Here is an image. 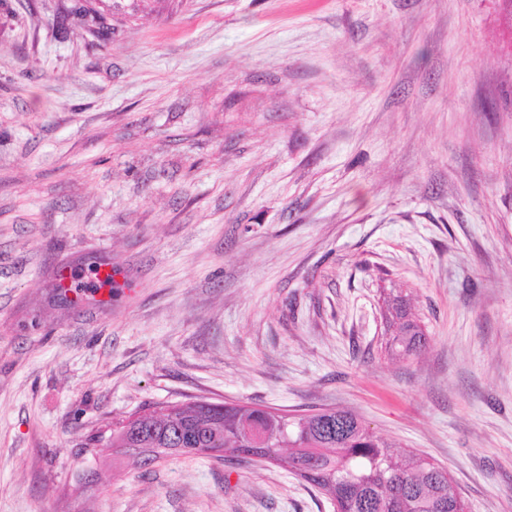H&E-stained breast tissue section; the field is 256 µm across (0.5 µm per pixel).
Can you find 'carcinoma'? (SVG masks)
I'll list each match as a JSON object with an SVG mask.
<instances>
[{"mask_svg": "<svg viewBox=\"0 0 512 512\" xmlns=\"http://www.w3.org/2000/svg\"><path fill=\"white\" fill-rule=\"evenodd\" d=\"M389 349L403 356L426 345L402 304L392 305ZM112 447L149 464L162 456L217 452L276 463L327 496L336 512H464L448 473L425 458L398 455L351 411L288 416L265 407L171 403L144 420L112 425Z\"/></svg>", "mask_w": 512, "mask_h": 512, "instance_id": "cac0c4a2", "label": "carcinoma"}]
</instances>
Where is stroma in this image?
<instances>
[{
	"label": "stroma",
	"instance_id": "1",
	"mask_svg": "<svg viewBox=\"0 0 512 512\" xmlns=\"http://www.w3.org/2000/svg\"><path fill=\"white\" fill-rule=\"evenodd\" d=\"M85 4L0 0V512H334L112 447L195 399L351 410L512 512L502 0H116L106 34ZM391 308L394 331L389 340V349L403 356L420 352L426 345L422 328L409 318L402 304L394 302Z\"/></svg>",
	"mask_w": 512,
	"mask_h": 512
}]
</instances>
